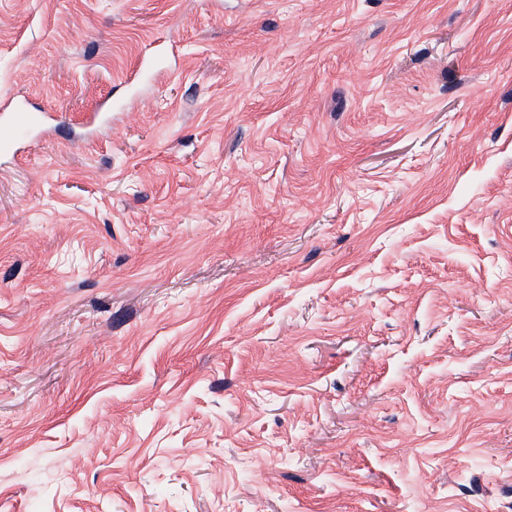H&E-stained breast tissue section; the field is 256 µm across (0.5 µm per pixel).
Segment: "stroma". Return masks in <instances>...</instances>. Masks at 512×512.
Returning a JSON list of instances; mask_svg holds the SVG:
<instances>
[{
	"mask_svg": "<svg viewBox=\"0 0 512 512\" xmlns=\"http://www.w3.org/2000/svg\"><path fill=\"white\" fill-rule=\"evenodd\" d=\"M15 97L0 512H512V0H0ZM164 55V50L156 47L152 52L141 58L136 71V77L141 83L156 80L164 72L165 69L159 67V60L163 59ZM0 112L2 152H17L23 145L47 134L61 118L57 113L35 109L25 98L3 105Z\"/></svg>",
	"mask_w": 512,
	"mask_h": 512,
	"instance_id": "1",
	"label": "stroma"
}]
</instances>
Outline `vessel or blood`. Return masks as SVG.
Returning <instances> with one entry per match:
<instances>
[{
	"label": "vessel or blood",
	"mask_w": 512,
	"mask_h": 512,
	"mask_svg": "<svg viewBox=\"0 0 512 512\" xmlns=\"http://www.w3.org/2000/svg\"><path fill=\"white\" fill-rule=\"evenodd\" d=\"M164 55V50L158 47L141 58L136 71L139 81H153L161 75L159 61ZM58 120L57 113L39 111L24 98L0 106V150L21 149L47 134Z\"/></svg>",
	"instance_id": "b4317fda"
}]
</instances>
